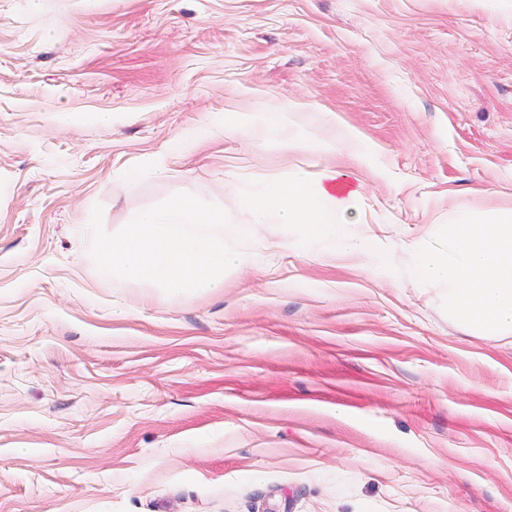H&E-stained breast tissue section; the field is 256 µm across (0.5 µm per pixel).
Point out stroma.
Wrapping results in <instances>:
<instances>
[{"instance_id":"1","label":"stroma","mask_w":512,"mask_h":512,"mask_svg":"<svg viewBox=\"0 0 512 512\" xmlns=\"http://www.w3.org/2000/svg\"><path fill=\"white\" fill-rule=\"evenodd\" d=\"M332 167L373 253L175 294L78 232ZM509 209L512 0H0V512H512V335L408 275ZM224 125L254 135L262 142L288 140V118L284 112L265 113L258 124L246 113H225Z\"/></svg>"}]
</instances>
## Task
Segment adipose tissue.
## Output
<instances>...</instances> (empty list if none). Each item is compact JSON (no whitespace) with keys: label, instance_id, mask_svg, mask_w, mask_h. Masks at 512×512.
Returning a JSON list of instances; mask_svg holds the SVG:
<instances>
[{"label":"adipose tissue","instance_id":"obj_1","mask_svg":"<svg viewBox=\"0 0 512 512\" xmlns=\"http://www.w3.org/2000/svg\"><path fill=\"white\" fill-rule=\"evenodd\" d=\"M224 123L264 142L288 137L283 112H268L258 120L228 113ZM354 196L353 189L341 187L335 171L314 181L296 174L239 190L238 203L250 221L237 225L231 237L224 232L223 207L198 193L173 198L127 225L120 237L103 238L89 224L82 234L100 279L173 292L215 290L223 287L226 269L257 266L256 256L240 249L239 241L274 223L299 229L297 240L281 242L284 250L332 257L371 252L370 243L353 238L347 229ZM410 274L420 283H444L449 312L477 335H511L512 210L488 220L456 211L448 224L446 250L418 254Z\"/></svg>","mask_w":512,"mask_h":512}]
</instances>
